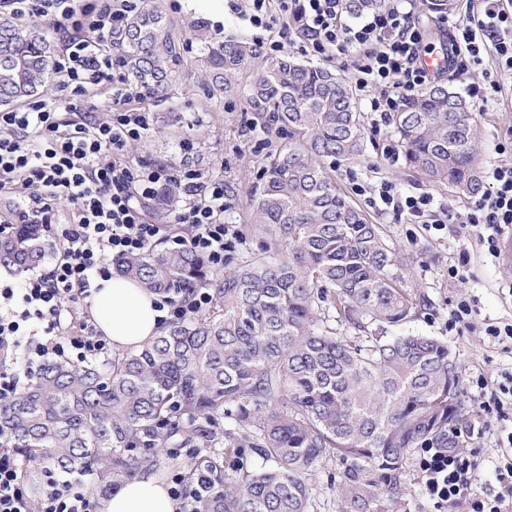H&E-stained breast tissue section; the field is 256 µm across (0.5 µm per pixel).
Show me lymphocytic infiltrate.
Masks as SVG:
<instances>
[{"mask_svg": "<svg viewBox=\"0 0 512 512\" xmlns=\"http://www.w3.org/2000/svg\"><path fill=\"white\" fill-rule=\"evenodd\" d=\"M253 25L272 27L276 16L290 17L307 55L328 58L352 53V79L369 93L370 109L390 115L399 111L435 75L422 59L430 54L405 0H389L381 12L361 23L344 20L346 0H252ZM141 0H0V10L14 17L53 19L68 38L53 62L67 95L51 102L34 100L0 110V191L22 197L20 211L28 224L51 223L53 200L66 199L71 217L61 246L47 268L32 272L22 284L0 282V404H9L21 379H33L47 362L76 358L86 362L108 355L110 348L83 313L96 279L112 275L111 259L140 254L166 241L204 255L221 268L239 236L224 222V182L178 175L165 166L138 170L124 161L130 142L151 128L148 112L131 108L144 98L112 57L110 41ZM447 68L467 78L468 95L478 103L497 101L512 89V0H482L479 11L451 15ZM494 71H484L486 56ZM106 89L112 109L93 117L91 94ZM489 188L472 207L437 215L433 198L396 194L382 185L385 207L442 229L449 224L471 232L491 256L500 237L512 228V165L486 173ZM175 185L180 202L172 224H158L146 214L158 186ZM188 224L190 237L175 235L173 224ZM208 289H178L161 294L158 310L165 322L208 309ZM419 469L427 495L439 512H512V431L506 436L495 476L503 491L482 487L473 452L463 448H426ZM0 512H99L98 502L73 490L71 483L45 488L40 499L27 492L21 466L5 435L0 434Z\"/></svg>", "mask_w": 512, "mask_h": 512, "instance_id": "obj_1", "label": "lymphocytic infiltrate"}]
</instances>
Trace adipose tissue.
Here are the masks:
<instances>
[{
  "instance_id": "obj_1",
  "label": "adipose tissue",
  "mask_w": 512,
  "mask_h": 512,
  "mask_svg": "<svg viewBox=\"0 0 512 512\" xmlns=\"http://www.w3.org/2000/svg\"><path fill=\"white\" fill-rule=\"evenodd\" d=\"M91 313L98 330L116 350H136L161 335L157 297L135 281L115 275L97 280ZM181 503L154 476L118 482L108 512H179Z\"/></svg>"
}]
</instances>
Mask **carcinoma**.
Wrapping results in <instances>:
<instances>
[{
  "instance_id": "carcinoma-1",
  "label": "carcinoma",
  "mask_w": 512,
  "mask_h": 512,
  "mask_svg": "<svg viewBox=\"0 0 512 512\" xmlns=\"http://www.w3.org/2000/svg\"><path fill=\"white\" fill-rule=\"evenodd\" d=\"M455 0H422L431 20ZM386 0H348L351 13ZM209 98L245 91L251 124L279 145L253 187L257 223L286 253L214 279L203 314L169 325L138 350L105 360L46 365L0 408V432L25 464L32 495L50 480L82 481L108 505L112 486L157 471L189 449L182 479L195 512H308L320 460L336 459V512H398L413 448L448 447L444 342L336 336L328 315L363 331L404 325L416 308L395 249L341 191L324 159L363 150L352 87L332 70L288 56L257 62L249 42L193 24ZM184 35L156 0H144L112 33V51L148 96L168 98L183 65ZM54 46L38 25L0 14V104L48 91ZM391 122L407 164L464 195L481 192L480 136L467 102L445 83L422 90ZM0 267L18 274L42 262L43 229L0 206ZM118 275L158 293L211 275L202 255L156 249L118 259ZM232 420L234 429L221 421ZM235 458L226 469L224 457Z\"/></svg>"
}]
</instances>
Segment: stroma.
Instances as JSON below:
<instances>
[{"mask_svg":"<svg viewBox=\"0 0 512 512\" xmlns=\"http://www.w3.org/2000/svg\"><path fill=\"white\" fill-rule=\"evenodd\" d=\"M166 15L180 28L205 23L221 36L254 41L278 38L250 22L249 0H160ZM197 49L189 47L172 96L163 102L143 99L139 108L150 114L152 129L130 145L126 160L133 167L161 164L178 171H194L206 178L223 179L227 189L225 223L240 236L229 253L225 271H233L255 257H263L273 239L256 222L252 187L272 139L252 129L245 99L238 94L207 98L202 89ZM356 100L365 127L364 151L348 161H333L336 179L352 202L378 224L387 242L403 260V273L419 305L403 330L431 336L451 348L463 382L462 400L468 416L461 428L465 447L476 451L484 487L497 489L494 462L499 454V422L489 413L491 394L504 373L512 372V344L498 342L484 333L486 324L512 323V235L500 240L501 254L491 257L484 247L458 227L437 231L414 224L404 215L375 205L382 183L396 186L405 195L429 193L437 209L461 211L473 201L448 186L431 184L408 168L400 155L399 138L391 122L370 109L364 93ZM478 125L484 167L512 164V150H501L507 128L512 127V94L473 111ZM467 258L463 278L448 275L450 267ZM475 301L472 328L449 327L448 318L460 301Z\"/></svg>","mask_w":512,"mask_h":512,"instance_id":"35a3bbf8","label":"stroma"}]
</instances>
